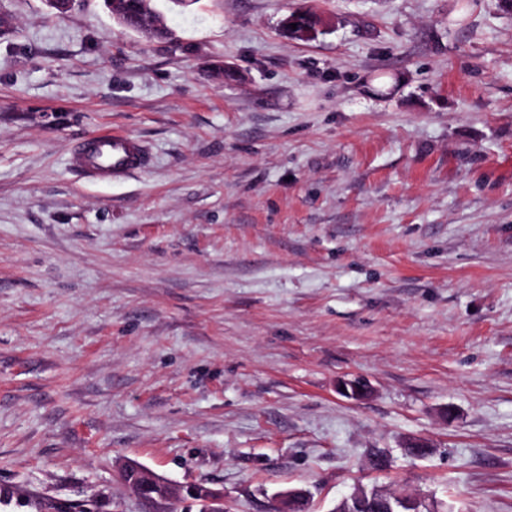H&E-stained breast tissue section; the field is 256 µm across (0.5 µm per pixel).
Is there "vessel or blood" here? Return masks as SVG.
Segmentation results:
<instances>
[{"label":"vessel or blood","mask_w":512,"mask_h":512,"mask_svg":"<svg viewBox=\"0 0 512 512\" xmlns=\"http://www.w3.org/2000/svg\"><path fill=\"white\" fill-rule=\"evenodd\" d=\"M70 163L92 178L117 179L145 169L150 158L133 136L107 131L75 146Z\"/></svg>","instance_id":"obj_1"}]
</instances>
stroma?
I'll return each instance as SVG.
<instances>
[{
  "instance_id": "35a3bbf8",
  "label": "stroma",
  "mask_w": 512,
  "mask_h": 512,
  "mask_svg": "<svg viewBox=\"0 0 512 512\" xmlns=\"http://www.w3.org/2000/svg\"><path fill=\"white\" fill-rule=\"evenodd\" d=\"M157 6L0 0V512H141L130 461L224 512H512V8ZM109 128L148 169L70 166ZM106 8L112 15L116 11L117 5L122 9L134 15H144L152 18L160 26L156 38L167 37L169 35L166 26L162 24V16L157 8L156 0H104Z\"/></svg>"
}]
</instances>
